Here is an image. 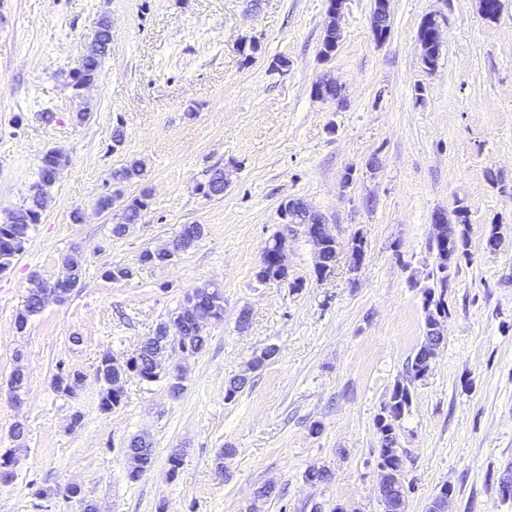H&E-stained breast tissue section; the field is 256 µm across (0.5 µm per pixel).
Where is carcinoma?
Returning <instances> with one entry per match:
<instances>
[{
    "label": "carcinoma",
    "instance_id": "1",
    "mask_svg": "<svg viewBox=\"0 0 512 512\" xmlns=\"http://www.w3.org/2000/svg\"><path fill=\"white\" fill-rule=\"evenodd\" d=\"M98 29L101 33L100 40L90 46L84 56L80 71L70 75L69 84L76 86L84 81L98 77L99 70L112 45V27L106 17L98 20ZM430 28L421 27L419 39L424 44L422 57L426 58L430 67H435L440 55V46L427 45ZM67 164V159L52 154L42 157L39 170L38 184L41 190L36 194H28L22 204L12 210L9 216V225H0V271L10 268L16 255H18L27 242L32 229L41 223L43 213L47 207L50 189L55 184L60 170ZM145 172V163L141 159L131 158L118 169L112 172L114 184L124 186L137 182ZM204 193L208 196L219 197L224 195V170L215 168L211 171L208 181L203 186ZM150 192L143 189L139 194L127 199L122 214L121 222L114 225L112 233L119 236L124 233L123 227L128 224H136L143 213L149 207ZM458 222L453 225L454 238L447 247H435L436 275L432 276L433 282L424 289V330H429L433 317L448 315V288L452 270L458 267L461 258L468 255L467 252V227L469 223L468 210L461 206L456 210ZM204 225L190 224L185 227L173 241L155 250H145V255L138 259L141 265L163 264L166 258L173 253L184 252L191 248L204 235ZM274 242L265 247L267 267L264 270L270 280H286L288 272L278 267L270 256L277 251L278 236H273ZM64 265L70 270V275L63 281L53 284V288L59 289V302H66L72 291L77 288L82 278V269L78 262L71 258H64ZM43 307L41 298L30 293L25 302V309L19 313L16 320V330H25L28 318L38 314ZM175 318L181 320L187 326V335L181 337V341L192 349V354L198 356L204 352L208 344L206 326L218 324L224 321V293L208 285L197 287L186 294L183 304L175 313ZM167 323H159L153 335L146 337L139 348L127 359L131 365V372L145 381L152 382L160 378L159 373L153 372V361L156 356L163 354L171 345L172 337L168 335ZM429 336H423V344L408 364L406 380L395 382L389 400L383 407V411L376 419V427L381 435V448L378 449L377 468L379 471L378 498L389 508V512H404L408 486L398 483L392 476L393 468L397 467V430L404 415L408 413L412 394L410 383L423 379L429 369L430 363L426 356V341ZM96 375L102 385L100 407L108 412L123 403V397L112 393V363L111 355L106 353L100 359ZM83 377L78 372H69L62 368L53 377L54 388L66 395L72 396L82 383ZM126 454L129 460L128 479L137 482L142 475L149 471L155 462L154 446L150 438L137 435L128 443Z\"/></svg>",
    "mask_w": 512,
    "mask_h": 512
}]
</instances>
